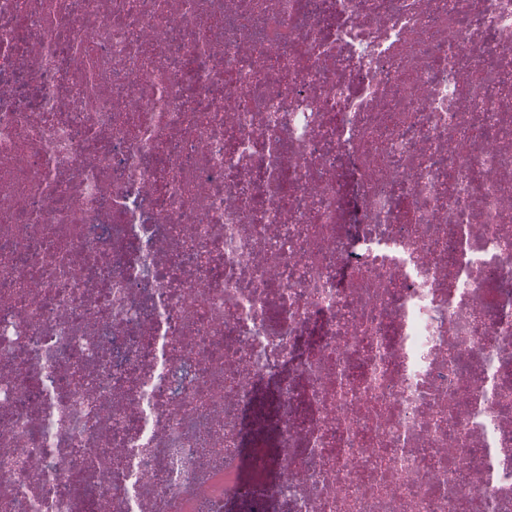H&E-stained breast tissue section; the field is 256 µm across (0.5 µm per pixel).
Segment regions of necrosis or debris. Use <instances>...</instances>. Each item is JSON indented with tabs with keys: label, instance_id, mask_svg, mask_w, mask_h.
<instances>
[{
	"label": "necrosis or debris",
	"instance_id": "4bbe7bcc",
	"mask_svg": "<svg viewBox=\"0 0 512 512\" xmlns=\"http://www.w3.org/2000/svg\"><path fill=\"white\" fill-rule=\"evenodd\" d=\"M0 512H512V0H0Z\"/></svg>",
	"mask_w": 512,
	"mask_h": 512
}]
</instances>
